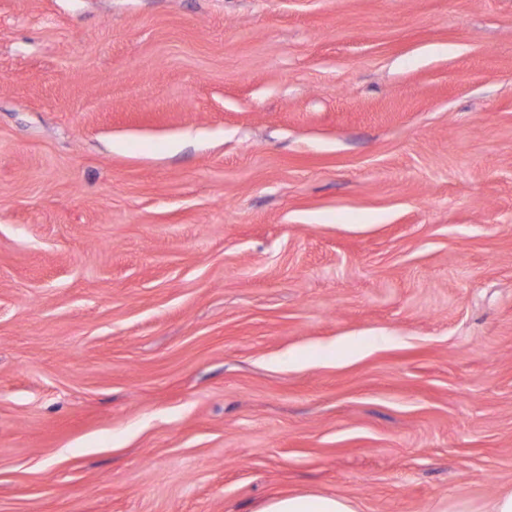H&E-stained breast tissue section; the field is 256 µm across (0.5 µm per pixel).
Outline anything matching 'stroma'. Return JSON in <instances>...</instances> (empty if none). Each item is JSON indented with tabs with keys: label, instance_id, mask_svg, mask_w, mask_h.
<instances>
[{
	"label": "stroma",
	"instance_id": "stroma-1",
	"mask_svg": "<svg viewBox=\"0 0 512 512\" xmlns=\"http://www.w3.org/2000/svg\"><path fill=\"white\" fill-rule=\"evenodd\" d=\"M511 490L512 0H0V512Z\"/></svg>",
	"mask_w": 512,
	"mask_h": 512
}]
</instances>
